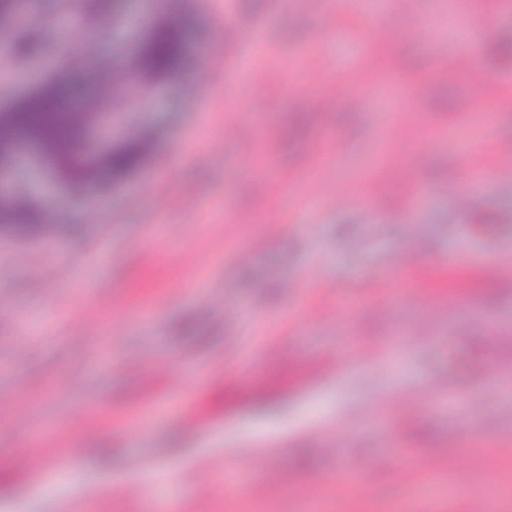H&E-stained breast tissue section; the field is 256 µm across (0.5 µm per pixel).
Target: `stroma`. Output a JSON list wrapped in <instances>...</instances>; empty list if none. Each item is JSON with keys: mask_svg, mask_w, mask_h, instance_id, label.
I'll return each instance as SVG.
<instances>
[{"mask_svg": "<svg viewBox=\"0 0 512 512\" xmlns=\"http://www.w3.org/2000/svg\"><path fill=\"white\" fill-rule=\"evenodd\" d=\"M53 2L21 0L42 51L15 57L23 31L0 23L11 97L119 57L148 7L182 29L190 65L149 88L148 111L113 113V142L154 133L138 169L80 192L33 174L64 230L0 237V512L76 497L165 512L129 486L142 461L180 467L177 512H218L224 475L203 465L224 455L244 462L239 486L259 473L273 488L241 512H403L413 479L420 512H512V173L494 156L512 142V61L496 51L512 0L460 7L493 19L481 92L460 69L431 78L464 46L451 0L388 5L385 44L368 0H118L96 50L76 29L56 38ZM247 26L266 34L249 53ZM214 66L244 84H202ZM470 165L479 183L462 181ZM50 448L74 467L45 482Z\"/></svg>", "mask_w": 512, "mask_h": 512, "instance_id": "obj_1", "label": "stroma"}]
</instances>
